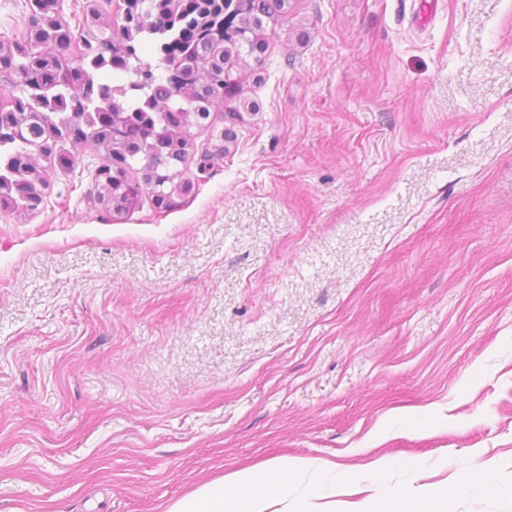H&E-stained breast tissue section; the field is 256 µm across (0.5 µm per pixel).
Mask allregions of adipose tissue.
<instances>
[{"mask_svg": "<svg viewBox=\"0 0 512 512\" xmlns=\"http://www.w3.org/2000/svg\"><path fill=\"white\" fill-rule=\"evenodd\" d=\"M390 467L383 461L364 473L373 494L359 512H435L436 504L447 500V491L440 487L409 493L393 488L387 479ZM350 479L348 471L333 463L276 461L203 483L172 502L166 512H314Z\"/></svg>", "mask_w": 512, "mask_h": 512, "instance_id": "obj_1", "label": "adipose tissue"}]
</instances>
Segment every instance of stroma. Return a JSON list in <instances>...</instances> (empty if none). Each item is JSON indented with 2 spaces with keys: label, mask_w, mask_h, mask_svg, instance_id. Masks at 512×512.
Here are the masks:
<instances>
[{
  "label": "stroma",
  "mask_w": 512,
  "mask_h": 512,
  "mask_svg": "<svg viewBox=\"0 0 512 512\" xmlns=\"http://www.w3.org/2000/svg\"><path fill=\"white\" fill-rule=\"evenodd\" d=\"M242 80L252 112L187 134L194 187L98 199L39 159L0 209V512H164L276 459L450 512L512 482V0H292ZM392 462L383 461L375 464L363 474L375 492L365 500L356 512H435V505L448 499L446 491L440 487H422L414 491L401 492L393 488L387 479ZM380 508V510H368ZM407 508V509H406ZM459 485L467 492L488 491L502 498L512 499V483L497 482L494 477V468L486 463L476 465L473 471L460 481Z\"/></svg>",
  "instance_id": "obj_1"
}]
</instances>
